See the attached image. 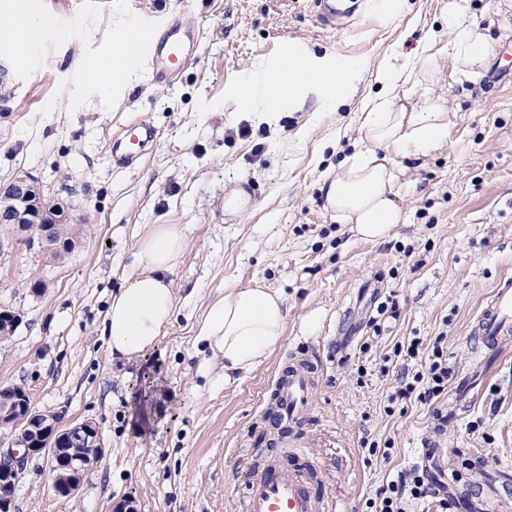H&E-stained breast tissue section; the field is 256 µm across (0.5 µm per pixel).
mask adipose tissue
I'll list each match as a JSON object with an SVG mask.
<instances>
[{
  "label": "adipose tissue",
  "instance_id": "obj_1",
  "mask_svg": "<svg viewBox=\"0 0 512 512\" xmlns=\"http://www.w3.org/2000/svg\"><path fill=\"white\" fill-rule=\"evenodd\" d=\"M468 0H448V41L429 40L404 59H384L374 72L382 92L364 96L358 109L359 136L336 173L326 174L321 190L337 223L359 237L385 240L405 221L395 185V158L423 159L444 147L452 125L448 99L435 86L446 61H453L457 82L475 81L487 68L493 49L480 27L466 23ZM367 64L315 68L287 56L265 76L275 98H297L319 89L344 102L358 90ZM185 248L176 224H155L135 247L132 273L125 276L103 320L102 334L114 359H131L152 348L177 315L170 274ZM288 308L282 295L257 283L225 286L208 304L198 337L224 360V380L262 364L284 337Z\"/></svg>",
  "mask_w": 512,
  "mask_h": 512
}]
</instances>
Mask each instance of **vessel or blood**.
Listing matches in <instances>:
<instances>
[{
	"mask_svg": "<svg viewBox=\"0 0 512 512\" xmlns=\"http://www.w3.org/2000/svg\"><path fill=\"white\" fill-rule=\"evenodd\" d=\"M318 22L336 30L355 16L356 10L340 0H314ZM199 35L180 22L166 23L150 43L145 66L158 83L172 81L197 57ZM158 129L144 113H137L112 136V160L120 167L133 168L141 161L142 150L156 142ZM478 341L489 350L512 351V280H502L492 293L478 324ZM274 414L282 425L301 422L311 397L310 369L304 362L284 368L273 384ZM445 488L454 496L462 512H489L486 500L469 496L456 481ZM242 512H333L331 500L313 496L303 469L292 463L282 466L270 461L251 463L244 479Z\"/></svg>",
	"mask_w": 512,
	"mask_h": 512,
	"instance_id": "vessel-or-blood-1",
	"label": "vessel or blood"
}]
</instances>
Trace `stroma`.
Segmentation results:
<instances>
[{"label":"stroma","instance_id":"stroma-1","mask_svg":"<svg viewBox=\"0 0 512 512\" xmlns=\"http://www.w3.org/2000/svg\"><path fill=\"white\" fill-rule=\"evenodd\" d=\"M443 2L400 0L395 11L364 12L329 32L311 0H127L133 14L178 20L202 42L175 84L140 74L111 110L96 95L69 110L58 87L86 46L101 45L112 6L89 41L68 40L27 79L0 59V181L34 176L82 218L60 261L0 226L10 240L0 251V307L19 317L0 340V385L23 387L37 409L94 422L102 444L69 497L52 491L44 459H26L15 512H113L124 499L137 512H236L249 464L284 454L318 467L314 490L336 512H373L377 491L419 465L434 491L404 499V512H441L436 488L448 464L477 495L512 494V356L474 354L480 314L512 278V0H469L467 22L486 28L494 46L490 67L460 84L446 65L448 143L422 161L396 158L406 221L383 242L336 223L319 190L358 137L355 104L325 108L311 89L276 106L263 84L295 49L318 65L366 61L359 91L376 92L372 71L390 53L447 42ZM135 111L159 137L126 169L112 161V131ZM239 185L255 209L225 215L224 193ZM154 224L181 225L185 235L171 273L178 315L154 348L117 361L104 316ZM256 282L284 295V337L228 383L199 325L225 285ZM413 341L418 355L409 359L400 350ZM437 343L447 389L430 401L401 397L405 376L427 371ZM294 354L318 370L301 439L287 453L264 414L272 380Z\"/></svg>","mask_w":512,"mask_h":512}]
</instances>
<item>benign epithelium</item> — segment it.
<instances>
[{
  "instance_id": "7a95c632",
  "label": "benign epithelium",
  "mask_w": 512,
  "mask_h": 512,
  "mask_svg": "<svg viewBox=\"0 0 512 512\" xmlns=\"http://www.w3.org/2000/svg\"><path fill=\"white\" fill-rule=\"evenodd\" d=\"M68 223L65 208L48 202L38 182L28 175L13 178L10 192L0 195V224L35 232L30 241L47 253L58 248L53 225ZM64 418L61 410L33 408L25 391L0 389V434L11 443L0 452V512H13L21 462L29 457L46 460L56 494L71 496L80 489L99 459L100 432L91 421L66 422Z\"/></svg>"
}]
</instances>
